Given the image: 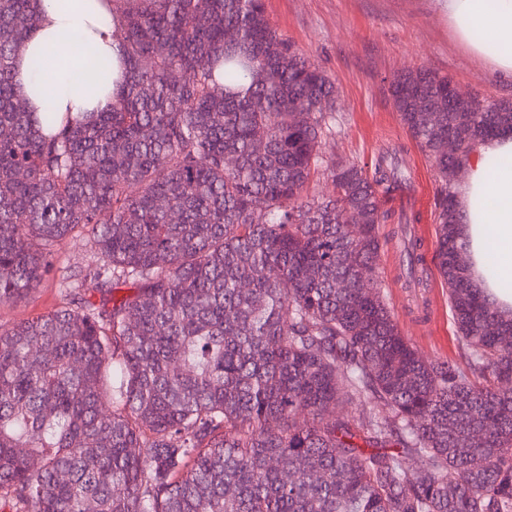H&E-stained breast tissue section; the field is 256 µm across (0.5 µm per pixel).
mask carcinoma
Listing matches in <instances>:
<instances>
[{"label":"carcinoma","mask_w":512,"mask_h":512,"mask_svg":"<svg viewBox=\"0 0 512 512\" xmlns=\"http://www.w3.org/2000/svg\"><path fill=\"white\" fill-rule=\"evenodd\" d=\"M112 20L111 108L38 120L13 63L37 0H0V303L62 242L97 255L0 324V512H512V314L472 282L453 191L512 100L451 105L423 67L391 82L442 186L462 360L428 361L375 274L380 225L421 221L382 205L401 148L323 158L336 87L264 0H112ZM59 303L58 286L53 279L44 281L30 298L18 304H0V324L11 325L53 309Z\"/></svg>","instance_id":"obj_1"}]
</instances>
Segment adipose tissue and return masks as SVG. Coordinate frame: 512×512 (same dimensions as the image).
Returning <instances> with one entry per match:
<instances>
[{"mask_svg":"<svg viewBox=\"0 0 512 512\" xmlns=\"http://www.w3.org/2000/svg\"><path fill=\"white\" fill-rule=\"evenodd\" d=\"M457 42L488 63L504 83L512 82V0H434ZM40 22L15 47V80L27 109L99 112L111 101L112 74L83 83L75 70L91 56L114 54L110 0H39ZM49 56L35 72L31 58ZM465 224L469 271L499 310H512V134L478 143L466 180L456 191Z\"/></svg>","mask_w":512,"mask_h":512,"instance_id":"ef3b65f1","label":"adipose tissue"}]
</instances>
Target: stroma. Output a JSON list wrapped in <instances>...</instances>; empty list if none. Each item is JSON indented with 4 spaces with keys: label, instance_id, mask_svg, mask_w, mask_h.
<instances>
[{
    "label": "stroma",
    "instance_id": "1",
    "mask_svg": "<svg viewBox=\"0 0 512 512\" xmlns=\"http://www.w3.org/2000/svg\"><path fill=\"white\" fill-rule=\"evenodd\" d=\"M265 7L278 32L336 86L335 111L322 140L325 158L363 165L382 149L405 145L400 164L424 187L422 224L428 241H435L439 183L425 155L411 144L393 108L389 84L402 71L421 66L455 78L482 99H512V84L491 77L485 62L454 40L447 18L431 0H265ZM380 232L386 243L377 274L402 332L425 357L459 360L448 294L434 265L418 272L426 287H407L390 225H382ZM58 302L55 280L44 281L27 301L0 304V324L50 311Z\"/></svg>",
    "mask_w": 512,
    "mask_h": 512
}]
</instances>
